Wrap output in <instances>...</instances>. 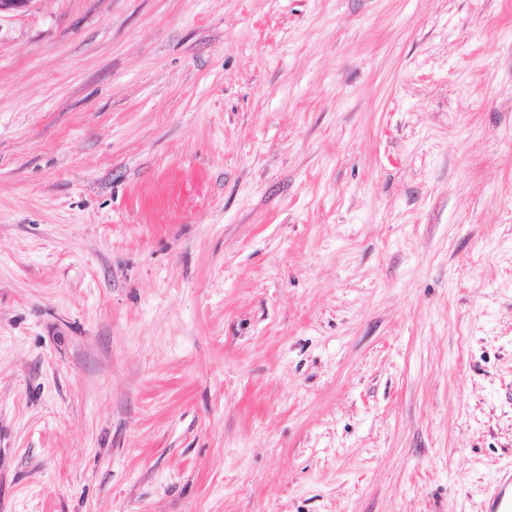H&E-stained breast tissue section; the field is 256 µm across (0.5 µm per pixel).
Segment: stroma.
<instances>
[{"label": "stroma", "mask_w": 512, "mask_h": 512, "mask_svg": "<svg viewBox=\"0 0 512 512\" xmlns=\"http://www.w3.org/2000/svg\"><path fill=\"white\" fill-rule=\"evenodd\" d=\"M512 474V0L0 15V512H486Z\"/></svg>", "instance_id": "35a3bbf8"}]
</instances>
